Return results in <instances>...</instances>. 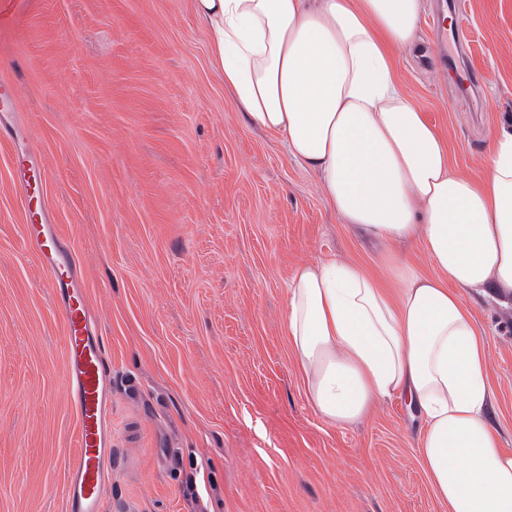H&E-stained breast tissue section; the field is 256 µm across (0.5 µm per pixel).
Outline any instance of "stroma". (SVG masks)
Here are the masks:
<instances>
[{
  "label": "stroma",
  "mask_w": 512,
  "mask_h": 512,
  "mask_svg": "<svg viewBox=\"0 0 512 512\" xmlns=\"http://www.w3.org/2000/svg\"><path fill=\"white\" fill-rule=\"evenodd\" d=\"M461 47L440 52L426 0L396 80L480 177L512 115V0H463ZM0 80L41 158V198L69 242L112 387L104 512H448L393 396L336 425L315 408L285 333L302 264L336 259L394 286L415 241L361 237L280 135L238 107L191 0H12ZM480 77L482 111L453 79ZM14 149L0 139V512H64L79 421L65 316L26 242ZM495 422L512 448V304L472 299Z\"/></svg>",
  "instance_id": "obj_1"
}]
</instances>
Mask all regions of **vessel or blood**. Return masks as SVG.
<instances>
[{
    "mask_svg": "<svg viewBox=\"0 0 512 512\" xmlns=\"http://www.w3.org/2000/svg\"><path fill=\"white\" fill-rule=\"evenodd\" d=\"M19 100L17 88L0 81V137L10 139L23 179L41 174L38 155L28 148L14 124ZM28 245L51 275L50 286L64 310L66 374L69 394L80 419L78 450L69 463L67 512H100L110 476L112 395L103 360L102 342L87 311L83 288L67 242L51 224L47 213L34 215Z\"/></svg>",
    "mask_w": 512,
    "mask_h": 512,
    "instance_id": "obj_1",
    "label": "vessel or blood"
}]
</instances>
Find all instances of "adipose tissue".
I'll return each instance as SVG.
<instances>
[{
  "label": "adipose tissue",
  "mask_w": 512,
  "mask_h": 512,
  "mask_svg": "<svg viewBox=\"0 0 512 512\" xmlns=\"http://www.w3.org/2000/svg\"><path fill=\"white\" fill-rule=\"evenodd\" d=\"M238 106L318 173L343 223L418 240L437 274L395 268L397 292L333 260L298 267L286 327L311 399L344 424L392 395L421 416L423 468L448 512H512V449L492 420L469 293L512 296V118L480 179L400 91L425 0H192Z\"/></svg>",
  "instance_id": "adipose-tissue-1"
}]
</instances>
